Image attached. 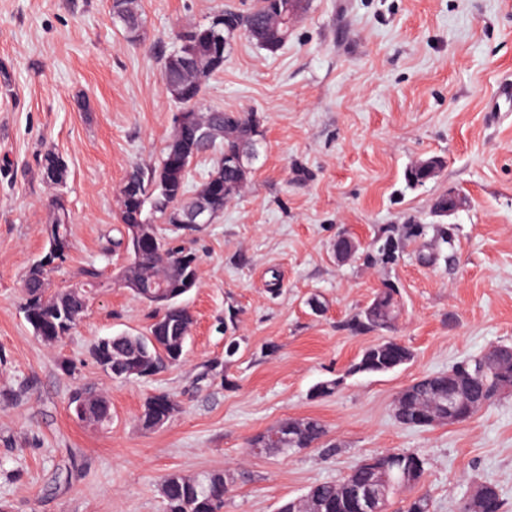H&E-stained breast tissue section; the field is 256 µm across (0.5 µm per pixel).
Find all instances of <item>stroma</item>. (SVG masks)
<instances>
[{
  "label": "stroma",
  "mask_w": 512,
  "mask_h": 512,
  "mask_svg": "<svg viewBox=\"0 0 512 512\" xmlns=\"http://www.w3.org/2000/svg\"><path fill=\"white\" fill-rule=\"evenodd\" d=\"M252 0H141L140 45L127 42L111 0H0V507L6 512H162L163 476L234 472L224 512H276L316 484L395 449L429 461L415 487L434 512H459L478 484L497 485L512 512V392L468 421L400 424L409 384L499 345L512 346V0H307L276 53L236 34L205 106L257 113L265 148L251 181L213 223L171 245L198 257L186 298L194 323L183 361L150 379H115L93 362L99 339L146 333L153 311L115 281L123 253L119 188L133 166L157 165L176 105L162 58L182 28ZM67 165V259L50 278L106 282L83 319L49 345L25 319L23 279L47 250L54 192L45 151ZM438 156V176L410 187L407 170ZM468 199L435 216L438 196ZM356 243L336 257L337 236ZM399 291L392 330L353 332L352 317L382 288ZM318 298L320 312L308 301ZM237 313L241 353L224 356L218 327ZM395 338L410 363L349 374L366 347ZM74 372L63 370V363ZM337 380L333 395L313 386ZM92 385L112 420L69 408ZM181 412L147 432V394ZM313 417L335 453H250L256 434ZM159 398H165L169 402V419L170 420L173 417H175L180 411L179 403L174 398H172L171 396H169L166 393L157 392V393L147 396L145 398V400L143 401V404L141 406V410H140V413L138 416L139 424H140L141 428L145 431H152L157 426V423L154 418L153 402Z\"/></svg>",
  "instance_id": "1"
}]
</instances>
